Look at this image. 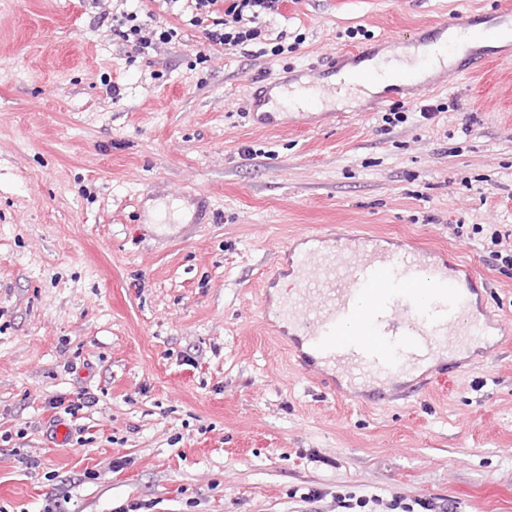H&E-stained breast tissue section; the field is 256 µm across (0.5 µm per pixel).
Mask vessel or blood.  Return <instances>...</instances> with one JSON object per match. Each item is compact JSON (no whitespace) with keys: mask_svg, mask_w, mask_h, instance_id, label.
Here are the masks:
<instances>
[{"mask_svg":"<svg viewBox=\"0 0 512 512\" xmlns=\"http://www.w3.org/2000/svg\"><path fill=\"white\" fill-rule=\"evenodd\" d=\"M473 26V14L459 13L437 21L435 30L466 33ZM264 103L252 94L255 125H287V113L264 110ZM313 241L288 255L295 295L279 307L281 331L294 340L304 365L328 371L333 390L371 394L403 385L436 357L476 338L485 353L498 348L490 337L495 320L473 314L480 288L469 266L436 249L394 248L384 236L355 230Z\"/></svg>","mask_w":512,"mask_h":512,"instance_id":"b4317fda","label":"vessel or blood"}]
</instances>
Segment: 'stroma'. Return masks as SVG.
I'll return each mask as SVG.
<instances>
[{
  "instance_id": "stroma-1",
  "label": "stroma",
  "mask_w": 512,
  "mask_h": 512,
  "mask_svg": "<svg viewBox=\"0 0 512 512\" xmlns=\"http://www.w3.org/2000/svg\"><path fill=\"white\" fill-rule=\"evenodd\" d=\"M492 3L286 0L260 41L200 63L206 24L165 0L124 5L178 32L146 55L113 35L111 0H0V512H363L345 495L512 512V270L490 259L492 233L512 244V53L481 45L469 73L455 54L447 86L388 98L402 123L338 93L317 126L247 111L263 77L323 84L336 53L385 57ZM201 190L205 223L163 235ZM355 225L470 260L502 346L378 401L303 370L259 281H284L299 234ZM84 391L96 405L66 414ZM269 101V97L254 91L251 94L250 111L255 125L261 126H288L291 122L288 121V112H270L261 110L262 106Z\"/></svg>"
}]
</instances>
